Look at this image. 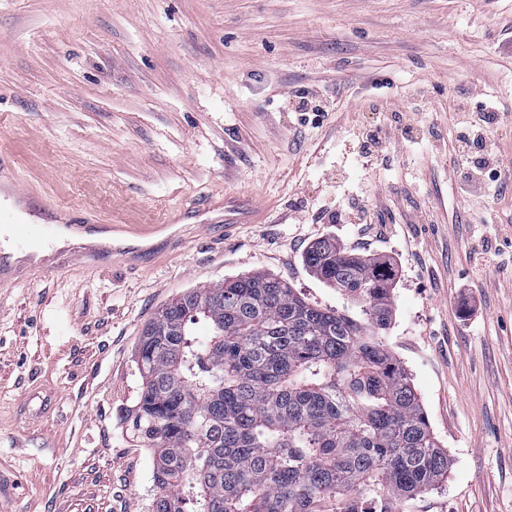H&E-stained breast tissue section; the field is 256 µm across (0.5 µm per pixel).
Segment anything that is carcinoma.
Wrapping results in <instances>:
<instances>
[{
    "mask_svg": "<svg viewBox=\"0 0 512 512\" xmlns=\"http://www.w3.org/2000/svg\"><path fill=\"white\" fill-rule=\"evenodd\" d=\"M304 262L363 318L253 270L177 295L144 325L125 422L154 454V512H316L328 497L398 512L448 476V451L377 335L394 313L391 264L328 238Z\"/></svg>",
    "mask_w": 512,
    "mask_h": 512,
    "instance_id": "cac0c4a2",
    "label": "carcinoma"
}]
</instances>
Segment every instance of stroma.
<instances>
[{
    "label": "stroma",
    "mask_w": 512,
    "mask_h": 512,
    "mask_svg": "<svg viewBox=\"0 0 512 512\" xmlns=\"http://www.w3.org/2000/svg\"><path fill=\"white\" fill-rule=\"evenodd\" d=\"M484 97L512 113V0H0V157L22 186L102 224L222 191L263 207L227 234L184 219L138 266L0 288V512H152L154 458L123 421L144 323L252 270L344 306L303 263L328 236L391 261L383 340L448 451L400 512H512V181L496 203L455 171L457 112Z\"/></svg>",
    "instance_id": "1"
}]
</instances>
